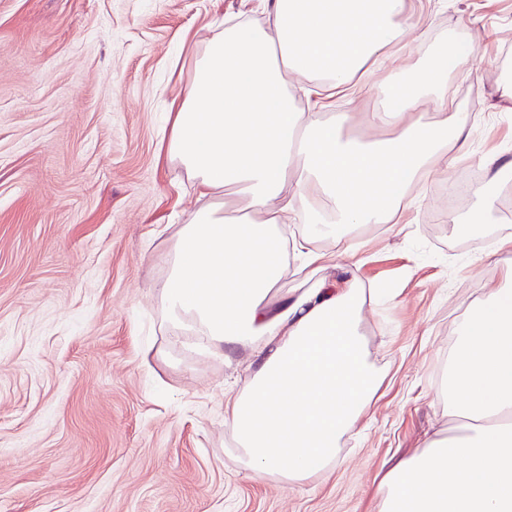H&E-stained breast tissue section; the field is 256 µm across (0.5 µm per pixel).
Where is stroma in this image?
Segmentation results:
<instances>
[{
  "mask_svg": "<svg viewBox=\"0 0 512 512\" xmlns=\"http://www.w3.org/2000/svg\"><path fill=\"white\" fill-rule=\"evenodd\" d=\"M425 17L402 55L474 44L448 76L456 111L478 118L467 157L438 171L400 224H360L361 331L382 383L341 438L336 463L302 487L250 478L224 428V391L243 388L247 351L185 348L155 286L172 241L202 200L163 147L213 24L263 22L259 0H0V512H377L394 461L448 428L437 392L448 342L499 283L484 261L512 177L458 244L439 192L512 145V0H409ZM490 29L494 39L476 41Z\"/></svg>",
  "mask_w": 512,
  "mask_h": 512,
  "instance_id": "stroma-1",
  "label": "stroma"
}]
</instances>
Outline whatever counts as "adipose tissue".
Returning <instances> with one entry per match:
<instances>
[{"label": "adipose tissue", "instance_id": "adipose-tissue-1", "mask_svg": "<svg viewBox=\"0 0 512 512\" xmlns=\"http://www.w3.org/2000/svg\"><path fill=\"white\" fill-rule=\"evenodd\" d=\"M267 21L215 29L171 117L166 150L208 206L178 233L157 285L162 317L195 345L249 350L254 368L224 394V423L253 479L306 482L336 461L339 439L380 387L360 333L359 262L342 234L354 224H399L411 186L453 168L474 127L453 109L448 73L467 58L440 42L415 71L397 66L421 22L407 0H263ZM376 139L346 136L347 113L329 100L355 88L368 66ZM308 79L305 107L288 89ZM432 121L416 114L420 99ZM327 118H317V111ZM307 228L291 242L288 225ZM337 241L339 254L317 243ZM296 250L306 288L279 294ZM500 270L455 328L438 397L454 436L427 438L378 484L379 512H512V233L485 254ZM332 264L336 272L314 279Z\"/></svg>", "mask_w": 512, "mask_h": 512}]
</instances>
